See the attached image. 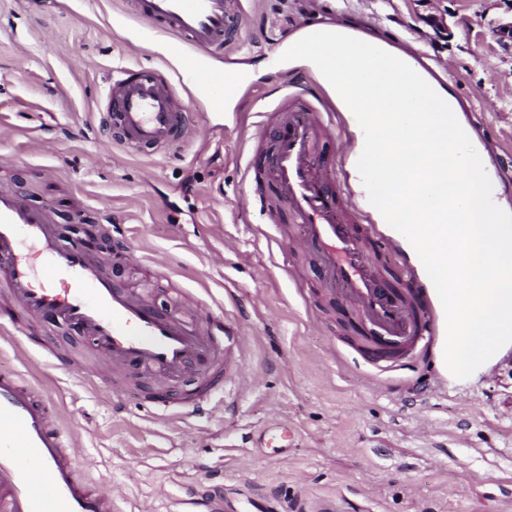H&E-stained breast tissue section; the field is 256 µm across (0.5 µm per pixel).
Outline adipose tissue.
Wrapping results in <instances>:
<instances>
[{
    "label": "adipose tissue",
    "instance_id": "adipose-tissue-1",
    "mask_svg": "<svg viewBox=\"0 0 512 512\" xmlns=\"http://www.w3.org/2000/svg\"><path fill=\"white\" fill-rule=\"evenodd\" d=\"M311 72L343 112L359 203L430 285L454 382L512 352V205L446 77L352 18L306 27L263 64Z\"/></svg>",
    "mask_w": 512,
    "mask_h": 512
}]
</instances>
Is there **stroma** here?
<instances>
[{
  "label": "stroma",
  "mask_w": 512,
  "mask_h": 512,
  "mask_svg": "<svg viewBox=\"0 0 512 512\" xmlns=\"http://www.w3.org/2000/svg\"><path fill=\"white\" fill-rule=\"evenodd\" d=\"M244 33L207 66L255 65L303 23L359 15L394 43L432 60L469 105L512 203V0H242ZM133 19L125 0H0V187L53 208L65 241L94 226L126 225L138 260L113 278L143 288L160 311L184 293L198 315L232 320L245 340L241 376L224 387V413L167 425L162 382L113 376L73 328L31 323L18 350L0 336V369H13L56 405L81 477L103 484L114 512H179L189 483H223L224 512H512V355L454 384L434 350L407 364L356 352L353 312L321 288L311 253L292 252L287 217L250 204L245 166L274 142L256 140L281 90L330 113L351 153L347 122L315 76L281 68L243 81L230 110L194 81L181 96L199 128L169 154L126 152L101 124L121 66L182 71L168 34ZM39 140L40 152L28 150ZM83 212L74 223L73 212ZM223 253V264L212 261ZM165 256L166 266L155 265ZM288 427L287 447L264 434Z\"/></svg>",
  "instance_id": "stroma-1"
}]
</instances>
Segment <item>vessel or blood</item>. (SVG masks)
<instances>
[{"mask_svg": "<svg viewBox=\"0 0 512 512\" xmlns=\"http://www.w3.org/2000/svg\"><path fill=\"white\" fill-rule=\"evenodd\" d=\"M238 0H129L132 16L172 35L168 51L199 89L222 102L223 70L203 67L198 51L220 53L237 37ZM275 146L267 159L276 196L300 228L292 247L321 258L325 286L369 325L353 337L359 353L404 356L425 349L436 332L432 311L415 287L398 294L373 262L355 213L343 207L318 161L330 141L328 123L309 102L283 94ZM104 122L122 148L165 153L187 145L192 123L179 93L161 73L122 70L107 91ZM0 284L27 321L55 320L92 339L118 376H150L173 384L196 375L192 393L163 403L167 420L209 413L229 369H240L234 326L212 316L193 321L159 313L141 291L116 283L102 259L65 245L50 214L18 191L0 188ZM76 450L58 426L50 397L13 370H0V512H112V500L74 466ZM185 512H221L223 485L187 486Z\"/></svg>", "mask_w": 512, "mask_h": 512, "instance_id": "obj_1", "label": "vessel or blood"}]
</instances>
